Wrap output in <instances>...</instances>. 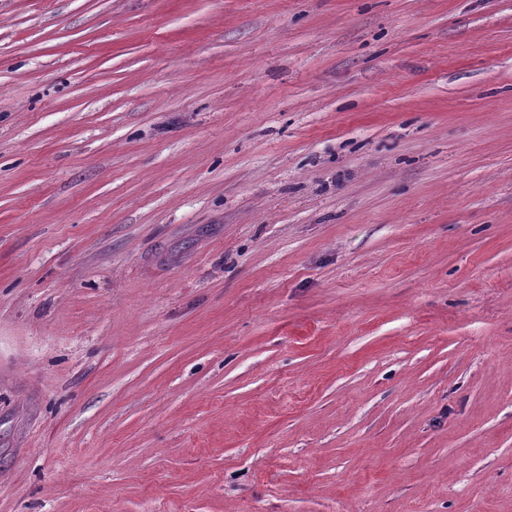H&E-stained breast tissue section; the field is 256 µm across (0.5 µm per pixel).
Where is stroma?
<instances>
[{"label": "stroma", "mask_w": 512, "mask_h": 512, "mask_svg": "<svg viewBox=\"0 0 512 512\" xmlns=\"http://www.w3.org/2000/svg\"><path fill=\"white\" fill-rule=\"evenodd\" d=\"M0 512H512V0H0Z\"/></svg>", "instance_id": "obj_1"}]
</instances>
